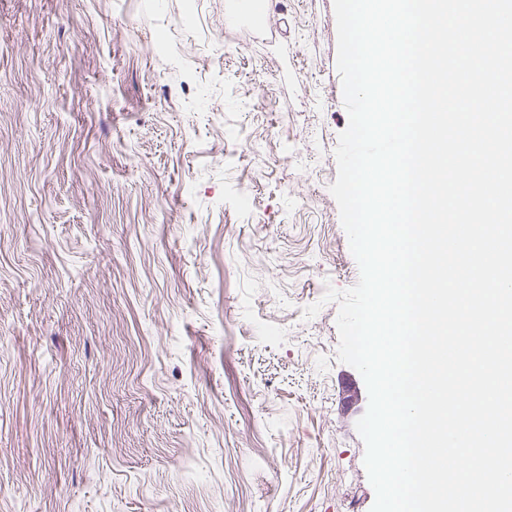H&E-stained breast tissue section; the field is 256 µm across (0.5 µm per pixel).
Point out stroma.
<instances>
[{"label": "stroma", "instance_id": "stroma-1", "mask_svg": "<svg viewBox=\"0 0 512 512\" xmlns=\"http://www.w3.org/2000/svg\"><path fill=\"white\" fill-rule=\"evenodd\" d=\"M229 8L0 0V512H371L333 0Z\"/></svg>", "mask_w": 512, "mask_h": 512}]
</instances>
